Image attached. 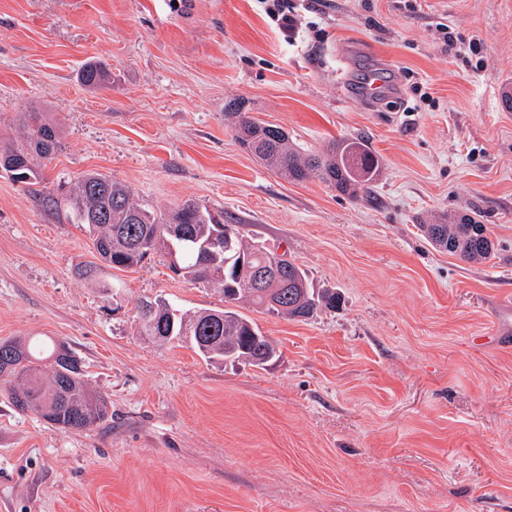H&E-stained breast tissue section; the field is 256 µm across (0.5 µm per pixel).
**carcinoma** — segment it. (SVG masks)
I'll list each match as a JSON object with an SVG mask.
<instances>
[{
	"mask_svg": "<svg viewBox=\"0 0 512 512\" xmlns=\"http://www.w3.org/2000/svg\"><path fill=\"white\" fill-rule=\"evenodd\" d=\"M111 71L102 63H89L80 82L101 88L110 82ZM236 118L239 143L264 167L292 181L315 176L337 191L356 196L377 179L380 160L367 141L342 137L326 150L306 153L295 147L280 127L253 121L240 102L229 105ZM20 139L0 147L8 154L1 167L13 181L28 186L42 181L39 159H48L59 145V130L40 112H25ZM52 193H35L34 198L48 212L65 211L69 220L81 225L93 238L99 261L112 268L136 267L149 254H176L172 272L190 282L211 284L224 296V308L181 310L163 300H143L138 305L141 333L165 343H189L208 360L242 361L260 366L273 359L277 347L256 324L234 310L239 303L251 304L267 313L288 319H306L328 305L335 307L338 295L310 292L304 271L288 259L271 271V280L285 285L281 298L288 310L265 306L261 295L246 288V274L239 273L237 258H249L253 269L265 268L274 251L226 225L193 200H186L171 212L156 210L136 198L126 184L109 176L90 172L71 186H59ZM429 243L437 250L468 261H486L494 252L486 226L466 218L459 224H424ZM218 236L224 241L225 266L213 264L201 242ZM0 384L9 392L15 410L33 411L64 430L86 429L112 419L109 403L91 390L81 360L60 341L15 338L0 341Z\"/></svg>",
	"mask_w": 512,
	"mask_h": 512,
	"instance_id": "cac0c4a2",
	"label": "carcinoma"
}]
</instances>
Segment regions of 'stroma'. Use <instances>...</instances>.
<instances>
[{
	"mask_svg": "<svg viewBox=\"0 0 512 512\" xmlns=\"http://www.w3.org/2000/svg\"><path fill=\"white\" fill-rule=\"evenodd\" d=\"M304 20L291 45L257 0H0V144L30 109L57 122L46 188L95 171L158 210L194 200L341 297L305 320L240 305L276 358L206 360L139 335L136 305L220 293L157 254L98 263L0 173V340L66 342L112 412L64 431L0 390V512H512V0H324ZM97 60L112 84L90 89ZM373 71L393 87L378 106ZM235 99L309 151L366 138L371 193L261 165ZM464 214L491 259L421 231ZM112 75L108 67L102 63H89L80 73V82L89 88H101L110 82Z\"/></svg>",
	"mask_w": 512,
	"mask_h": 512,
	"instance_id": "obj_1",
	"label": "stroma"
}]
</instances>
